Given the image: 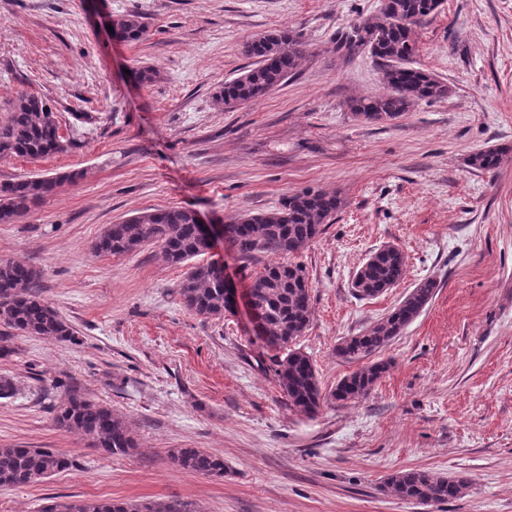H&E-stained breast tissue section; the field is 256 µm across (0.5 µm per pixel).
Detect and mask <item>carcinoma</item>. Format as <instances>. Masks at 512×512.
Listing matches in <instances>:
<instances>
[{
    "mask_svg": "<svg viewBox=\"0 0 512 512\" xmlns=\"http://www.w3.org/2000/svg\"><path fill=\"white\" fill-rule=\"evenodd\" d=\"M440 0H380L378 14L348 26L336 39V50L351 55L364 47L384 62L382 80L386 91L352 100L355 119L367 123L398 120L417 102L448 97V84L436 75L411 66L417 51L415 28L439 7ZM126 42L143 40L148 27L137 12L113 21ZM241 53L251 64L237 77L227 80L214 94L217 106L233 110L274 90L296 74L304 55L294 31L282 28L245 40ZM71 142L59 134L55 112L47 100L21 93L11 104L8 119L0 123V160L12 157L45 158L67 151ZM506 152L488 149L474 153L468 165L494 171ZM77 178L75 173L25 176L0 182V223H11L31 207L55 194L58 187ZM340 200L334 192L305 188L283 196L279 205L266 212H245L227 225V235L238 255L249 258L267 253L283 258L264 267L249 287L264 323L268 346L277 350L272 370L293 407L315 413L324 403L316 368L310 357L293 341L302 335L311 318V287L303 267L288 261L307 247L332 222ZM158 244L168 263L181 265L207 254L197 231L195 212L180 207L141 212L110 224L96 240L98 255L122 256L143 245ZM406 259L395 245L370 255L356 270L351 282L354 293L373 299L395 288L404 278ZM35 271L27 264L0 259V323L22 334L58 341L73 339V329L36 289ZM438 284L425 280L413 288L368 330L349 336L336 345V357L348 362L366 361L344 376L330 393L346 404L367 398L388 369V362L370 358L386 348L431 302ZM184 307L204 317L221 318L225 313L224 283L213 263L189 267L178 285ZM54 423L76 433L93 448L107 455H129L137 445L125 420L112 410L75 390L52 407ZM169 456L180 469L193 474L222 476L224 458L199 448H173ZM71 462L47 448H0V487L39 482L69 469ZM471 479L462 473L409 469L385 478L382 491L423 505L447 502L464 494ZM41 512H186L178 500L135 503L117 500H67L46 505Z\"/></svg>",
    "mask_w": 512,
    "mask_h": 512,
    "instance_id": "carcinoma-1",
    "label": "carcinoma"
}]
</instances>
